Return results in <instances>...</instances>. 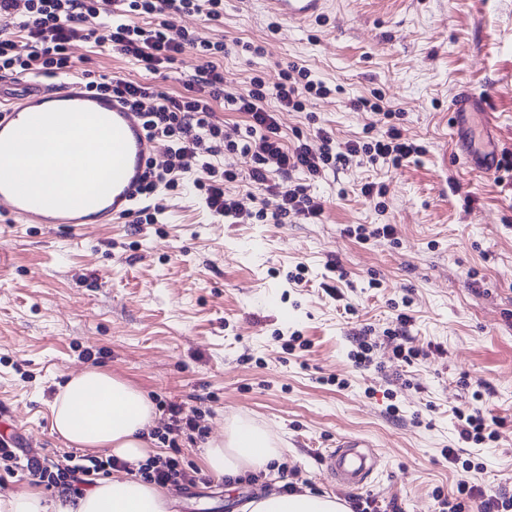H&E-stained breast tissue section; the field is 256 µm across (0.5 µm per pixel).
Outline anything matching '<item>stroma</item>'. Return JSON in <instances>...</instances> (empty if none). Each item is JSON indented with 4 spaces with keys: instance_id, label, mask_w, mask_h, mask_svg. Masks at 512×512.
Returning a JSON list of instances; mask_svg holds the SVG:
<instances>
[{
    "instance_id": "1",
    "label": "stroma",
    "mask_w": 512,
    "mask_h": 512,
    "mask_svg": "<svg viewBox=\"0 0 512 512\" xmlns=\"http://www.w3.org/2000/svg\"><path fill=\"white\" fill-rule=\"evenodd\" d=\"M201 41L262 47L261 56L220 58L227 91L250 79L278 80L297 63L332 92L306 111L280 116L284 144L332 131L337 144L386 128L354 111L353 99L381 91L399 127L422 152L394 169L354 162L306 183L321 199L317 223L229 224L197 195L199 171L177 190L159 189L155 224H14L0 214V426L52 462L72 446L51 431L65 381L97 366L164 403L198 415L205 439L157 440L160 456L203 468L204 440L234 420L266 428L284 456L268 472L171 487L173 512H243L288 482L347 500L320 458L337 438L369 440L379 461L365 490L380 512H440L460 482L512 493V175L470 171L460 159L448 104L457 88L494 114L499 152L512 153V0H329L298 27L263 0H224V17L174 18ZM69 77L153 76L108 48L72 46ZM384 196H363L365 183ZM394 224L398 243L364 242L358 225ZM343 280L327 284L328 263ZM303 269L302 283L289 281ZM408 311L424 354L400 369L382 332ZM366 331L373 364L356 368L352 336ZM482 392L501 437L461 444L456 410ZM462 446L466 472L443 448Z\"/></svg>"
}]
</instances>
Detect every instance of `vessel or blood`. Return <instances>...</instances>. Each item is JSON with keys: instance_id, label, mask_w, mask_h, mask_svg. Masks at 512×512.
<instances>
[{"instance_id": "vessel-or-blood-1", "label": "vessel or blood", "mask_w": 512, "mask_h": 512, "mask_svg": "<svg viewBox=\"0 0 512 512\" xmlns=\"http://www.w3.org/2000/svg\"><path fill=\"white\" fill-rule=\"evenodd\" d=\"M328 0H265L267 10L291 24H304L324 12ZM58 108H79L93 111L112 121L122 132L127 144L125 172L119 182L100 201L75 209L62 210L23 201L9 190L0 188V210L6 211L16 224H109L127 219L138 203V188L145 174V165L155 151V142L143 127L139 113L130 111L115 98L96 93L82 82L70 81L55 88L41 80L30 79L26 93L13 102H6L0 91V138L6 137L29 117ZM449 109L457 122L466 123L468 144L464 148L466 163L485 176L497 172V149L489 132L493 121L482 100L469 91L458 92ZM365 440L344 436L335 448L322 455L328 474L350 491L368 485L371 467L364 451Z\"/></svg>"}]
</instances>
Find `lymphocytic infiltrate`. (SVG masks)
I'll return each mask as SVG.
<instances>
[{
	"mask_svg": "<svg viewBox=\"0 0 512 512\" xmlns=\"http://www.w3.org/2000/svg\"><path fill=\"white\" fill-rule=\"evenodd\" d=\"M202 11L209 19H219L224 14V0H0V19L12 26L11 31L0 33V72L45 77L67 73L73 66L70 48L79 39L94 41L113 54L134 60L154 75V82L102 75L88 81L87 86L119 99L143 117L149 138H163L169 143L164 166L148 163L141 197L153 196L161 188L176 190L177 173L194 168L201 173L195 187L208 210L233 224L253 220L284 224L292 217L313 220L322 215V203L304 186L271 184V174L287 178L301 171L314 178L353 159L398 168L420 153V146L393 125L371 139L347 141L338 152L332 148V136L323 129L317 132L319 147L304 141L285 145L279 136L280 111H304L308 100L328 95L329 87L314 79L308 69L291 65L281 70L275 85H267L258 75L252 78L247 94L225 92L224 72L215 61L224 52L223 44L193 43L188 31L172 22L174 16ZM140 15H156L160 21L140 26L134 22ZM190 43L195 44L202 63L185 80L182 94H166L156 81L166 78ZM271 95L279 103L278 111L265 105ZM217 99L224 100L232 111L247 114L243 135L232 136L217 120L213 108ZM237 153L252 156L249 180L264 194L260 208L254 211L243 208L229 189L238 179L232 166L214 163L216 157ZM0 460L20 463L32 483L73 500L82 497L99 476L129 468L127 462L111 455L74 454L54 466L33 450L17 455L12 441L2 438ZM137 473L143 480L160 485L191 486L200 479L198 470L184 468L171 456L151 458Z\"/></svg>",
	"mask_w": 512,
	"mask_h": 512,
	"instance_id": "lymphocytic-infiltrate-1",
	"label": "lymphocytic infiltrate"
}]
</instances>
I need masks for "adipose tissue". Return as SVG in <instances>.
Returning <instances> with one entry per match:
<instances>
[{
  "instance_id": "ef3b65f1",
  "label": "adipose tissue",
  "mask_w": 512,
  "mask_h": 512,
  "mask_svg": "<svg viewBox=\"0 0 512 512\" xmlns=\"http://www.w3.org/2000/svg\"><path fill=\"white\" fill-rule=\"evenodd\" d=\"M155 407L150 397L125 380L91 366L72 376L52 408L51 430L68 444L108 449L136 466L154 451L151 428ZM267 432L247 423L232 425L204 453L208 470L238 476L258 472L279 460ZM173 500L160 485L129 474L101 479L83 497L58 504L56 512H172ZM248 512H345L337 497L312 491L269 493L249 501Z\"/></svg>"
}]
</instances>
